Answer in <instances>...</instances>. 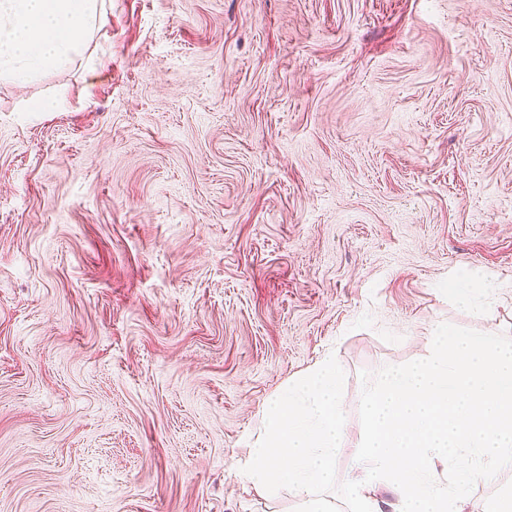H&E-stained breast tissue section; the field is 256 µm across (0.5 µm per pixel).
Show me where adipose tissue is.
Returning a JSON list of instances; mask_svg holds the SVG:
<instances>
[{
  "label": "adipose tissue",
  "instance_id": "adipose-tissue-1",
  "mask_svg": "<svg viewBox=\"0 0 512 512\" xmlns=\"http://www.w3.org/2000/svg\"><path fill=\"white\" fill-rule=\"evenodd\" d=\"M100 0H0V81L23 84L81 57Z\"/></svg>",
  "mask_w": 512,
  "mask_h": 512
}]
</instances>
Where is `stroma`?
Wrapping results in <instances>:
<instances>
[{
	"instance_id": "obj_1",
	"label": "stroma",
	"mask_w": 512,
	"mask_h": 512,
	"mask_svg": "<svg viewBox=\"0 0 512 512\" xmlns=\"http://www.w3.org/2000/svg\"><path fill=\"white\" fill-rule=\"evenodd\" d=\"M104 8L0 81V512H296L240 476L288 381L344 370L343 483L362 373L512 338V0Z\"/></svg>"
}]
</instances>
